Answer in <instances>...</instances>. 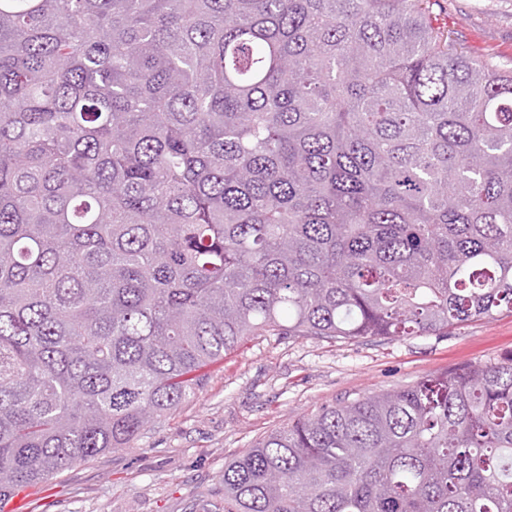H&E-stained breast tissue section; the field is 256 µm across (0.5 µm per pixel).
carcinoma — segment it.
Masks as SVG:
<instances>
[{"instance_id":"obj_1","label":"carcinoma","mask_w":512,"mask_h":512,"mask_svg":"<svg viewBox=\"0 0 512 512\" xmlns=\"http://www.w3.org/2000/svg\"><path fill=\"white\" fill-rule=\"evenodd\" d=\"M512 312V67L430 0H0V501L250 336ZM224 512H512V354L325 406Z\"/></svg>"}]
</instances>
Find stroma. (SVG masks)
<instances>
[{"label": "stroma", "mask_w": 512, "mask_h": 512, "mask_svg": "<svg viewBox=\"0 0 512 512\" xmlns=\"http://www.w3.org/2000/svg\"><path fill=\"white\" fill-rule=\"evenodd\" d=\"M469 55L512 60V0H432ZM512 354V313L448 335L347 341L252 336L202 369L194 395L126 448L30 488L28 512H224V463L322 406Z\"/></svg>", "instance_id": "stroma-1"}]
</instances>
